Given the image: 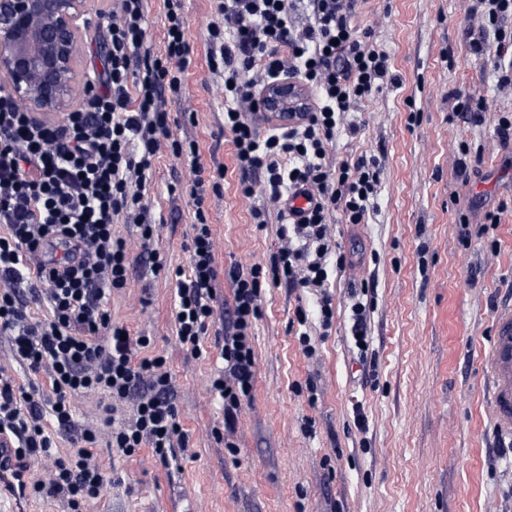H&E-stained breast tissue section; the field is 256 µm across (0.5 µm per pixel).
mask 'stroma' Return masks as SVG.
I'll return each mask as SVG.
<instances>
[{
    "label": "stroma",
    "mask_w": 512,
    "mask_h": 512,
    "mask_svg": "<svg viewBox=\"0 0 512 512\" xmlns=\"http://www.w3.org/2000/svg\"><path fill=\"white\" fill-rule=\"evenodd\" d=\"M106 6L88 0L87 72L103 69ZM185 19L192 66L172 110L175 132L199 143L204 164L224 167L210 209L219 266H264L281 221L253 223L254 202L238 189L222 80L206 59L207 31L221 17L214 0H185ZM355 25L389 54L396 81L355 104L346 119L359 133L338 131L327 151L329 166L374 157L381 169L365 223L331 218L347 257L329 281L332 328L322 332L313 319L299 326L297 308L316 304L311 292L266 285L252 395L231 432L216 438L224 427V408L208 391L216 360L177 344L168 274L188 264L193 173L162 151L145 203L163 220L154 246L168 268L133 273L110 306L114 320L151 336L152 354L166 357L194 453L166 466L150 450L126 458L99 443L112 484L87 512H512V446L492 431L480 367L495 311L512 302V145L501 147L494 133L500 113L512 112V88H497L470 52L480 32L475 0H371ZM457 91L486 97L491 111L477 122L449 120ZM464 142L482 146L481 158L463 155ZM501 202L500 224L461 241L460 211ZM355 292L370 302L364 356L350 335ZM302 331L313 355L299 347Z\"/></svg>",
    "instance_id": "35a3bbf8"
}]
</instances>
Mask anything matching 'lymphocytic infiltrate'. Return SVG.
<instances>
[{
  "label": "lymphocytic infiltrate",
  "mask_w": 512,
  "mask_h": 512,
  "mask_svg": "<svg viewBox=\"0 0 512 512\" xmlns=\"http://www.w3.org/2000/svg\"><path fill=\"white\" fill-rule=\"evenodd\" d=\"M358 0H220L221 23L208 30L207 62L222 74L224 129L231 135L239 191L262 193L267 205L251 212L266 224L285 210L290 194L311 202L298 222L282 227L281 245L268 266L221 271L209 222L222 192L223 167L207 168L199 144L174 134L170 112L185 90L192 59L183 0H164L162 53L147 45L148 0H111L103 38L107 48L99 88L56 123L20 108L0 88V335L9 336L20 373L0 367V434L18 458L49 460L27 488L58 497L68 512H83L110 483L95 448L99 442L128 458L150 449L168 462L189 453L166 359L149 355L151 339L112 319V292L124 289L133 267H166L153 243L160 225L144 191L160 148L189 161L194 179L187 268L174 277L177 343L202 356L203 339L220 323L223 368L210 380L232 425L253 382V323L264 282L309 288L319 295V319L331 328L334 308L326 291L328 260L337 245L330 217L364 223L377 194L376 160L330 167L327 148L352 102L378 93L390 72L385 51L353 28ZM483 30L492 43L474 42L497 84H512V0H480ZM290 76L311 94L304 120L267 136L253 116L260 92ZM118 224L134 225L141 251L130 255ZM233 288V305L216 320L220 278ZM105 393L133 407L131 418L104 431L77 425V398ZM69 449L53 455L58 440Z\"/></svg>",
  "instance_id": "lymphocytic-infiltrate-1"
}]
</instances>
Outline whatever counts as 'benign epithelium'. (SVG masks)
<instances>
[{"instance_id":"1","label":"benign epithelium","mask_w":512,"mask_h":512,"mask_svg":"<svg viewBox=\"0 0 512 512\" xmlns=\"http://www.w3.org/2000/svg\"><path fill=\"white\" fill-rule=\"evenodd\" d=\"M86 0H0V76L28 112L67 110L92 79L77 75ZM262 111L286 121L308 108L306 91L294 81L268 85L259 98Z\"/></svg>"}]
</instances>
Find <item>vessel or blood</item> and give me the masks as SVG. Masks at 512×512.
Returning <instances> with one entry per match:
<instances>
[{"instance_id":"1","label":"vessel or blood","mask_w":512,"mask_h":512,"mask_svg":"<svg viewBox=\"0 0 512 512\" xmlns=\"http://www.w3.org/2000/svg\"><path fill=\"white\" fill-rule=\"evenodd\" d=\"M482 362L490 385L488 413L493 428L500 438L512 440V303L498 310ZM22 476L12 441L0 435V478L11 482Z\"/></svg>"}]
</instances>
